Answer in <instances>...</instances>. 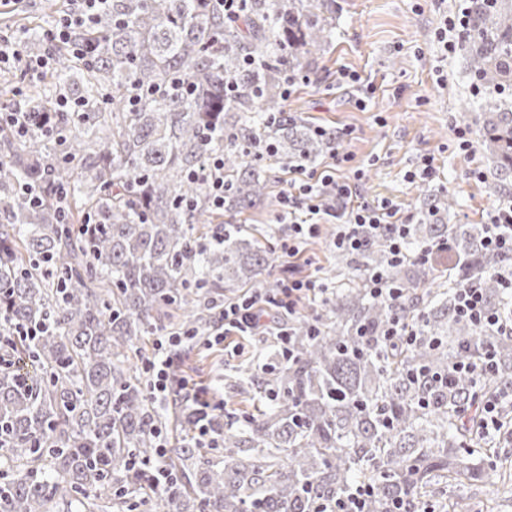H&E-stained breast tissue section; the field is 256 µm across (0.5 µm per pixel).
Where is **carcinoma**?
Segmentation results:
<instances>
[{"label": "carcinoma", "mask_w": 512, "mask_h": 512, "mask_svg": "<svg viewBox=\"0 0 512 512\" xmlns=\"http://www.w3.org/2000/svg\"><path fill=\"white\" fill-rule=\"evenodd\" d=\"M334 0H250L224 20L218 0H109L18 108L33 116L22 139L0 123V331H48L8 343L0 366V453L13 474L0 482V512H314L358 485L375 492L365 512L421 502L439 486L478 481L495 468L496 442L478 432L481 391L457 364L480 348L494 355L484 390L512 387V337L461 320L459 292L483 289L487 306L512 312L504 284L512 259L485 248L484 224H450L456 200L424 197L408 247L451 242L458 261L439 270L414 260L388 267L402 289L394 305L371 296L364 275L387 267L376 234L337 264L357 276L336 289L317 319L286 323L290 355L258 375L254 412L212 428L224 452L177 436L158 457L162 428L193 427L186 396L160 405L132 354L167 328L207 335L227 282L256 280L273 248L240 230L209 243L196 226L267 197L264 161L313 166L333 149L288 114L283 74L328 43ZM27 52H44L42 26ZM466 42L486 89L482 145L496 164L499 195L512 176V0H469ZM66 98L77 112L56 111ZM263 139L270 154L248 152ZM224 156V208L189 179ZM35 184L42 203L25 201ZM401 315L416 342L385 347ZM29 361L32 371L21 372ZM168 481L157 482L154 466Z\"/></svg>", "instance_id": "1"}]
</instances>
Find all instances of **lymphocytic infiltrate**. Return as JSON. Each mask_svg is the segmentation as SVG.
I'll use <instances>...</instances> for the list:
<instances>
[{
	"label": "lymphocytic infiltrate",
	"mask_w": 512,
	"mask_h": 512,
	"mask_svg": "<svg viewBox=\"0 0 512 512\" xmlns=\"http://www.w3.org/2000/svg\"><path fill=\"white\" fill-rule=\"evenodd\" d=\"M107 0H79L78 9L63 17L45 34L51 47L59 43L73 44L75 56L88 52L87 46L74 45L73 33L79 28L95 24ZM293 179L280 195V219L288 226V237L281 243V251L296 257L304 241L317 236L321 220L330 217L340 229L336 235V248L356 252L367 244V232L377 231L387 236L388 263L396 265L407 260L404 241L408 226L400 221L396 205L383 201L369 204L359 201L357 189L338 181L333 168L321 170L303 166L293 167ZM485 246L493 252L512 258V199L498 203L489 215ZM325 284L295 273L281 281L274 291H256L225 303L220 311V330L213 337L221 342L230 335L249 336L264 328V315L268 308H276L283 316H291L299 299L327 294ZM184 338L178 334H163L156 340L157 356L143 364L149 378L150 394L154 400H164L173 382L174 356Z\"/></svg>",
	"instance_id": "obj_1"
}]
</instances>
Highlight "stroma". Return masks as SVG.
I'll list each match as a JSON object with an SVG mask.
<instances>
[{
  "instance_id": "stroma-1",
  "label": "stroma",
  "mask_w": 512,
  "mask_h": 512,
  "mask_svg": "<svg viewBox=\"0 0 512 512\" xmlns=\"http://www.w3.org/2000/svg\"><path fill=\"white\" fill-rule=\"evenodd\" d=\"M47 0H7L0 5V33L18 32L30 22L54 25L45 10ZM459 0H336V21L329 42L315 55L316 75L296 86L286 108L311 126L349 136L336 154L322 157L318 165H335L338 180L357 185L362 201L392 200L405 223H418L425 195L442 191L458 205L448 218L452 224H484L496 197L486 183L493 164L481 144L461 151L457 129H478L481 114L475 109L476 81L466 50L443 56L435 31L453 15ZM357 73L362 82H339L341 71ZM431 158L436 181H409L423 158ZM482 179H474L472 170ZM269 196L261 204L236 215H224L206 225V235L223 232L226 225H242L258 237L277 242L284 230L278 224V199L290 179L287 169L270 174ZM339 227L322 223L316 237L302 246L303 274L336 288L334 240ZM275 344L267 334L230 336L219 345L189 343L178 352L176 377L186 388L202 385L216 407L251 410L250 394L241 390L238 370L267 364V351ZM506 471H491L483 479L449 487V498H463L487 506L489 512H512V444L501 450Z\"/></svg>"
}]
</instances>
